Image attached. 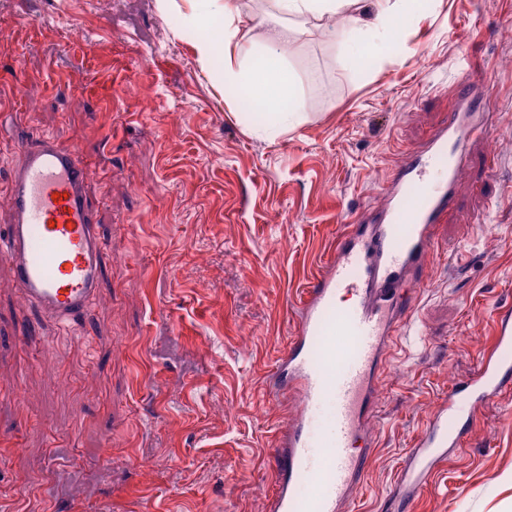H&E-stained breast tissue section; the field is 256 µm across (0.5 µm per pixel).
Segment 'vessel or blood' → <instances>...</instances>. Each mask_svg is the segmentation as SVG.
I'll list each match as a JSON object with an SVG mask.
<instances>
[{
  "label": "vessel or blood",
  "mask_w": 512,
  "mask_h": 512,
  "mask_svg": "<svg viewBox=\"0 0 512 512\" xmlns=\"http://www.w3.org/2000/svg\"><path fill=\"white\" fill-rule=\"evenodd\" d=\"M490 89L469 65L459 109L425 148L407 154L389 177L377 223L350 215L333 259L318 270L296 306L295 326L267 385L300 408L275 438L274 489L268 512H348L365 477L355 452L365 419L410 318L394 299L405 273L430 263L437 231L452 203L464 146L485 124ZM6 187L8 222L0 258L8 261L24 307L75 323L95 303L110 248L89 203L88 171L78 149L54 136L17 138ZM512 389V318L501 317L490 350L449 387L403 457L396 501L412 504L451 453L462 449L480 409Z\"/></svg>",
  "instance_id": "b4317fda"
}]
</instances>
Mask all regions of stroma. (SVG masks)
<instances>
[{
  "label": "stroma",
  "mask_w": 512,
  "mask_h": 512,
  "mask_svg": "<svg viewBox=\"0 0 512 512\" xmlns=\"http://www.w3.org/2000/svg\"><path fill=\"white\" fill-rule=\"evenodd\" d=\"M197 0H0V172L17 134L78 147L112 244L98 302L68 329L21 311L0 260V512H263L271 448L296 400L267 388L293 301L383 181L455 106L456 65L493 88L438 253L373 418L359 512H389L395 470L512 310V0H430L380 55L305 25L288 68L307 121L255 135L224 60L202 59ZM259 48L280 23L240 0ZM411 512H512V393L488 404Z\"/></svg>",
  "instance_id": "1"
}]
</instances>
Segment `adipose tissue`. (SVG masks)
Segmentation results:
<instances>
[{"instance_id":"1","label":"adipose tissue","mask_w":512,"mask_h":512,"mask_svg":"<svg viewBox=\"0 0 512 512\" xmlns=\"http://www.w3.org/2000/svg\"><path fill=\"white\" fill-rule=\"evenodd\" d=\"M286 19L328 22V32L355 59L377 54L402 11L422 8L425 0H269ZM211 14L224 22V86L237 90L257 113L253 129L278 136L307 118L302 91L289 72L284 49L286 30L268 28L265 45L252 51L241 44L239 0H207Z\"/></svg>"}]
</instances>
